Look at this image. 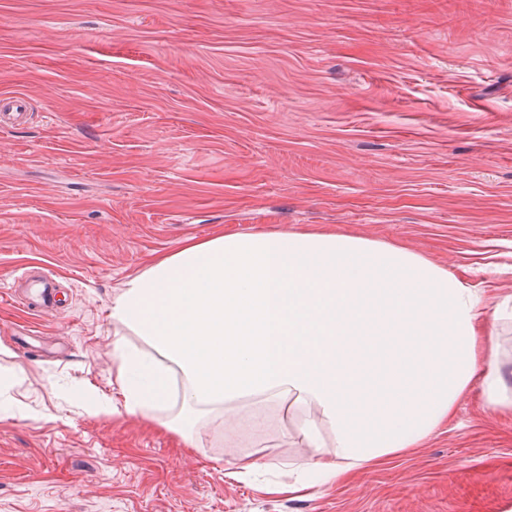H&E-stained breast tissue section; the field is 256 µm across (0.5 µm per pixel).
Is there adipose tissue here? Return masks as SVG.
I'll list each match as a JSON object with an SVG mask.
<instances>
[{"instance_id": "obj_1", "label": "adipose tissue", "mask_w": 512, "mask_h": 512, "mask_svg": "<svg viewBox=\"0 0 512 512\" xmlns=\"http://www.w3.org/2000/svg\"><path fill=\"white\" fill-rule=\"evenodd\" d=\"M113 322L150 353L123 352L124 406L149 416L180 396L168 429L240 403L293 402L311 415L312 453L295 489L332 485L421 447L481 382L505 407L487 320L512 319L425 256L336 233H224L191 238L128 276ZM181 389H174V381Z\"/></svg>"}]
</instances>
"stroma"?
Returning a JSON list of instances; mask_svg holds the SVG:
<instances>
[{
  "label": "stroma",
  "instance_id": "35a3bbf8",
  "mask_svg": "<svg viewBox=\"0 0 512 512\" xmlns=\"http://www.w3.org/2000/svg\"><path fill=\"white\" fill-rule=\"evenodd\" d=\"M1 93L32 115L0 126V512H512V412L479 388L424 447L292 491L305 410L186 439L181 404L131 415L142 342L111 318L148 258L221 232L404 245L511 295L512 0H0ZM26 267L58 311L11 302Z\"/></svg>",
  "mask_w": 512,
  "mask_h": 512
}]
</instances>
